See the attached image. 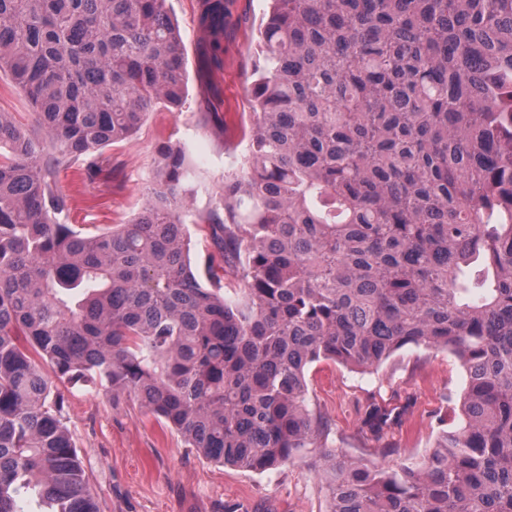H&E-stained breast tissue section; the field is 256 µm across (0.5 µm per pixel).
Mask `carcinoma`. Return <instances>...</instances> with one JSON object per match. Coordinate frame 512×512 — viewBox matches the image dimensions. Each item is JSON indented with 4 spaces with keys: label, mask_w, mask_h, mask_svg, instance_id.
<instances>
[{
    "label": "carcinoma",
    "mask_w": 512,
    "mask_h": 512,
    "mask_svg": "<svg viewBox=\"0 0 512 512\" xmlns=\"http://www.w3.org/2000/svg\"><path fill=\"white\" fill-rule=\"evenodd\" d=\"M227 0H200L224 66ZM0 71L38 139L0 112V512H100L59 384L133 393L207 460L268 472L324 431L306 373L366 371L407 345L462 364L460 419L396 468L322 459L329 512H512V0H270L249 146L200 217L184 148L158 150L126 224L82 233L55 167L179 109L168 0H0ZM229 269L239 287L221 293ZM402 423L378 406L375 437Z\"/></svg>",
    "instance_id": "cac0c4a2"
}]
</instances>
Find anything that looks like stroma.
<instances>
[{
  "label": "stroma",
  "mask_w": 512,
  "mask_h": 512,
  "mask_svg": "<svg viewBox=\"0 0 512 512\" xmlns=\"http://www.w3.org/2000/svg\"><path fill=\"white\" fill-rule=\"evenodd\" d=\"M181 33L187 88L180 111L157 106L130 138L112 143L86 176L78 158L57 167L55 182L69 209L59 221L93 232L124 224L142 209L154 161L166 142L188 148L195 192L185 209L191 260L202 267L215 246L198 215L219 206L225 174L239 168L251 124L248 87L257 29L268 0H229L224 67L211 70L201 55L199 0H169ZM309 397L321 417L326 448L384 465L418 461L454 418L465 389L461 363L444 350L407 346L376 370L359 373L325 360L307 372ZM72 430L101 512H328L322 451L272 472L215 463L187 448L180 434L144 409L134 395L104 397L63 384ZM402 413L382 439L363 430L367 409Z\"/></svg>",
  "instance_id": "stroma-1"
}]
</instances>
